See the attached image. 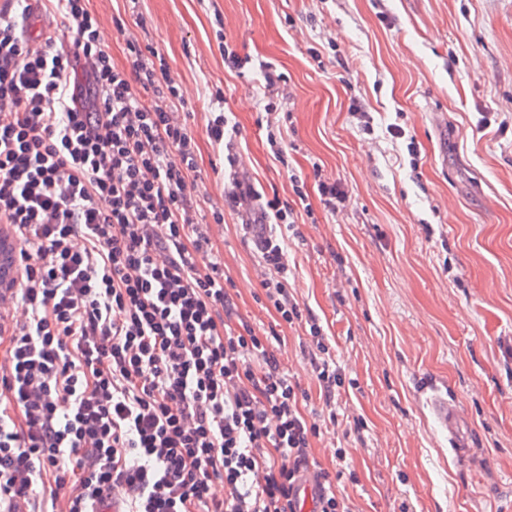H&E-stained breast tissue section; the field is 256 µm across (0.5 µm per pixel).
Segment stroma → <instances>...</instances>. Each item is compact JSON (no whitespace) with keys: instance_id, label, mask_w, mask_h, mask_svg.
I'll use <instances>...</instances> for the list:
<instances>
[{"instance_id":"1","label":"stroma","mask_w":512,"mask_h":512,"mask_svg":"<svg viewBox=\"0 0 512 512\" xmlns=\"http://www.w3.org/2000/svg\"><path fill=\"white\" fill-rule=\"evenodd\" d=\"M113 61L126 34L164 57L198 146L201 216L224 198L228 106L243 175L280 204L304 181L311 215L284 239L288 281L351 379L312 442L353 512H512V0H89ZM276 65L224 67L225 49ZM405 135L392 137L390 124ZM281 136L275 159L268 132ZM321 175H314V167ZM348 200L320 201L318 178ZM234 211L212 225L237 315L276 333L282 367L321 409L304 326L260 300L259 258ZM464 413L451 446L429 398ZM213 114L217 115H215L206 126V132L209 139L218 144L226 143L227 140L229 144L235 130L234 126L231 125L229 116L226 115L228 113L224 111V113L213 112Z\"/></svg>"}]
</instances>
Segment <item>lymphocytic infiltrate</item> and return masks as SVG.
<instances>
[{
	"instance_id": "1",
	"label": "lymphocytic infiltrate",
	"mask_w": 512,
	"mask_h": 512,
	"mask_svg": "<svg viewBox=\"0 0 512 512\" xmlns=\"http://www.w3.org/2000/svg\"><path fill=\"white\" fill-rule=\"evenodd\" d=\"M53 35L23 28L27 0L0 6V224L15 235L0 313V512H351L310 453L321 433L268 338L234 308L192 202L195 141L156 50L127 36L116 67L86 0H42ZM227 208L294 224L292 207L232 176ZM226 208V209H227ZM267 300L292 325L276 234L256 247ZM325 408L345 384L310 323Z\"/></svg>"
}]
</instances>
